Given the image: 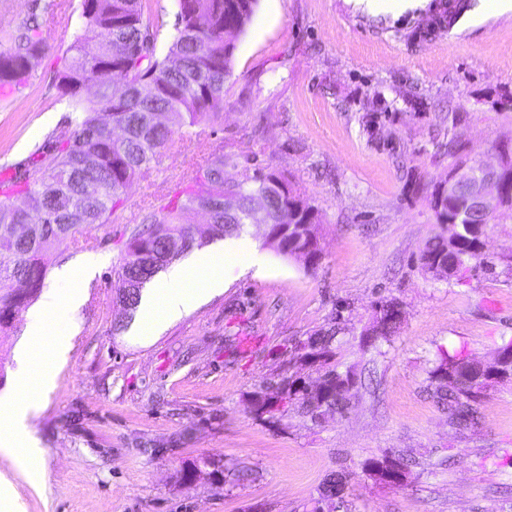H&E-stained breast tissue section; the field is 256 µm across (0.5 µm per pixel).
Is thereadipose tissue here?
<instances>
[{
	"instance_id": "adipose-tissue-1",
	"label": "adipose tissue",
	"mask_w": 512,
	"mask_h": 512,
	"mask_svg": "<svg viewBox=\"0 0 512 512\" xmlns=\"http://www.w3.org/2000/svg\"><path fill=\"white\" fill-rule=\"evenodd\" d=\"M250 268L259 262L256 242L241 244L234 253H194L170 276L158 279L142 299L141 332L151 335L168 319L194 307L206 294L224 286V265ZM74 274H63L59 292L34 317L23 353L25 368L17 391L0 396V447L12 449L28 464L39 463L42 450L28 420L33 395H47L53 389V365L66 350L69 339L62 334L48 335L52 320H66L80 295Z\"/></svg>"
}]
</instances>
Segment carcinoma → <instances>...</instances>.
Here are the masks:
<instances>
[{"mask_svg":"<svg viewBox=\"0 0 512 512\" xmlns=\"http://www.w3.org/2000/svg\"><path fill=\"white\" fill-rule=\"evenodd\" d=\"M174 37L167 50L157 48L164 22L153 16L147 0H82L68 63L59 72L57 89L68 114L53 132L54 146L40 152L33 166L12 168L13 194L0 198V333L7 334L15 313L29 306L45 285L48 270L43 252L54 241L76 239L77 227L106 224L137 179L146 176L160 151L175 135L212 123L224 112V83L232 73L236 38L249 23L256 0H177ZM35 6L7 49L0 48V86L27 82L45 45L40 37L41 13ZM95 50L89 51V44ZM93 96L83 95L90 83ZM238 166L237 155L212 154L191 184L151 206L143 228L127 238L115 274L121 288L115 302L133 313L142 289L195 243L193 216H207L210 233L223 238L243 224L269 226L267 244L282 255L311 265L320 257L314 206L301 189L265 167L245 173L237 182L224 178V168ZM504 212L512 214V160L503 174ZM471 183L462 178L449 190L433 185L431 204L445 226L425 245L420 260L433 276L452 280L482 256L484 240L495 217L467 208ZM25 199V207L14 204ZM264 201L263 213L254 201ZM398 303L377 304L375 333L362 338L365 347L390 341L400 329ZM341 315L328 328L294 344L292 361L318 375L311 387L297 375L283 376L275 392L257 396L260 413L270 416L294 407L317 422L343 412L356 384L355 373L339 370ZM502 347L495 359L497 375L481 374L475 361L440 348L430 371L439 401L459 424L474 421L471 402L492 384L512 376ZM346 476L331 473L322 482L308 512H348Z\"/></svg>","mask_w":512,"mask_h":512,"instance_id":"1","label":"carcinoma"}]
</instances>
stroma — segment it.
<instances>
[{
	"mask_svg": "<svg viewBox=\"0 0 512 512\" xmlns=\"http://www.w3.org/2000/svg\"><path fill=\"white\" fill-rule=\"evenodd\" d=\"M463 2L454 23L429 32L438 0L371 14L350 0H258L236 40L221 118L163 152L114 223L82 228L88 246L66 239L45 255L44 299L62 267L94 268L66 321L74 335L56 387L30 419L40 471L0 452L13 512H308L334 472L347 478L351 512H512V380L484 391L475 425L459 426L429 379L438 349L490 362L512 342V217L489 234L492 271L472 261L449 282L420 263L439 231L432 186L448 177L439 142L455 137L490 165L500 143L512 144V11ZM58 18H40L46 50L27 83L0 88V168L48 150L65 114L56 76L73 32ZM411 88L429 109L406 103ZM220 148L239 160L227 179L254 157L305 192L322 218L319 261L280 255L265 225H242L239 237L260 246L258 270L226 269L222 294L156 336L113 332L124 317L113 303L124 242ZM391 299L398 333L361 349L376 304ZM338 313L341 360L357 372L345 413L316 424L293 410L257 415L254 395L287 373L295 341ZM31 314L0 335V383L17 382ZM387 453L409 463L400 485L363 472ZM205 458L223 466L224 483L185 479Z\"/></svg>",
	"mask_w": 512,
	"mask_h": 512,
	"instance_id": "35a3bbf8",
	"label": "stroma"
}]
</instances>
